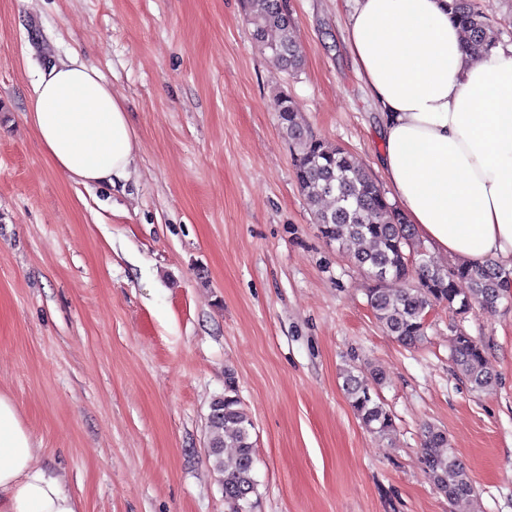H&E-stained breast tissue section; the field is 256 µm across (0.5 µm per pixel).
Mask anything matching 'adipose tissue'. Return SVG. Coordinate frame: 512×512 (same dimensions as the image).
Listing matches in <instances>:
<instances>
[{"label": "adipose tissue", "instance_id": "1", "mask_svg": "<svg viewBox=\"0 0 512 512\" xmlns=\"http://www.w3.org/2000/svg\"><path fill=\"white\" fill-rule=\"evenodd\" d=\"M345 41L381 114L384 183L419 237L453 260L512 268V44L469 55L448 0H351ZM26 119L63 177L130 178L138 142L128 114L77 55L39 72ZM37 457L0 395V512H79Z\"/></svg>", "mask_w": 512, "mask_h": 512}]
</instances>
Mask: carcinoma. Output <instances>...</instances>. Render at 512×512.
Wrapping results in <instances>:
<instances>
[{
    "label": "carcinoma",
    "instance_id": "1",
    "mask_svg": "<svg viewBox=\"0 0 512 512\" xmlns=\"http://www.w3.org/2000/svg\"><path fill=\"white\" fill-rule=\"evenodd\" d=\"M254 38L288 73L300 71L303 51L281 0H245ZM448 12L466 32L474 55L496 47L497 33L478 0H449ZM279 125L295 150L294 167L322 237L336 245L371 281L367 300L386 333L404 346L426 339L427 313L444 305L458 314L477 304L496 311L507 298V272L488 260L481 264L431 262L428 248L407 223L400 209L388 202L380 185L348 152L307 135L294 102L281 93L274 99ZM395 279L402 287L386 288ZM452 361L474 389L493 382L486 366L485 347L459 331L452 342ZM382 373L348 371L344 387L351 406L366 428L387 434L393 419L380 401L377 387ZM254 428L243 408L232 374H227L224 395L213 400L209 415V457L224 486L225 512H253L250 496L256 492ZM423 469L434 486L450 500L472 496L475 488L464 465L449 447L441 429L424 427L421 442Z\"/></svg>",
    "mask_w": 512,
    "mask_h": 512
}]
</instances>
